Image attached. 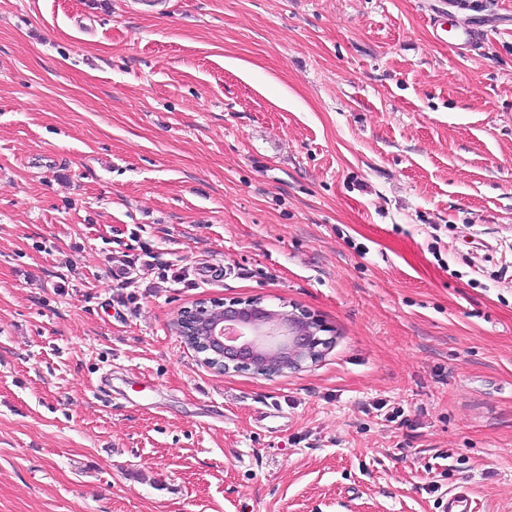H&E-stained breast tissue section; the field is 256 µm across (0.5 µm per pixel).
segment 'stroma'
Listing matches in <instances>:
<instances>
[{"label": "stroma", "mask_w": 512, "mask_h": 512, "mask_svg": "<svg viewBox=\"0 0 512 512\" xmlns=\"http://www.w3.org/2000/svg\"><path fill=\"white\" fill-rule=\"evenodd\" d=\"M453 2L0 0V512H512V0ZM248 298L323 358L174 329ZM486 31L474 23H460L455 29L454 38L458 45L469 51L483 50L487 44ZM186 308L181 317L192 330L178 327L179 336L192 335L206 352L217 374L253 368L264 374L299 371L316 361L326 346L325 331L312 316L297 308L268 309L260 300L212 301ZM217 313V316L214 315ZM235 332V335H230ZM264 344L267 349L260 350ZM219 366V367H217Z\"/></svg>", "instance_id": "stroma-1"}]
</instances>
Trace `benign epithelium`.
<instances>
[{
    "label": "benign epithelium",
    "instance_id": "1",
    "mask_svg": "<svg viewBox=\"0 0 512 512\" xmlns=\"http://www.w3.org/2000/svg\"><path fill=\"white\" fill-rule=\"evenodd\" d=\"M218 304L196 306L184 316L217 374L248 367L266 374L299 371L327 344L318 336L322 325L296 308L271 310L254 299Z\"/></svg>",
    "mask_w": 512,
    "mask_h": 512
}]
</instances>
